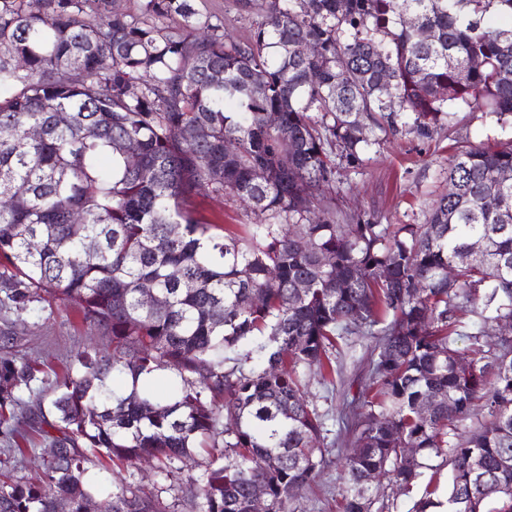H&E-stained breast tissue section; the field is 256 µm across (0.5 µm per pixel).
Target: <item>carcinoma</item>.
Wrapping results in <instances>:
<instances>
[{
    "mask_svg": "<svg viewBox=\"0 0 512 512\" xmlns=\"http://www.w3.org/2000/svg\"><path fill=\"white\" fill-rule=\"evenodd\" d=\"M236 7L258 17L239 37L193 0H0V292L18 310L72 305L112 337L27 417L58 451L41 481L0 480V512H249L257 482L270 512H291L326 462L306 372L333 378L353 334L377 355L340 512H370L386 474L408 493L444 466L446 496L428 483L413 512H512V337L484 340L512 320V183L498 180L512 141L455 142L423 224L339 222L324 194L383 136L433 140L451 106L512 116V0ZM202 191L265 222H205ZM150 289L162 305L143 304ZM15 344L0 332L8 439L38 373ZM159 370L178 379L169 398L139 385ZM200 445L209 460L181 501L89 477L94 458L169 476Z\"/></svg>",
    "mask_w": 512,
    "mask_h": 512,
    "instance_id": "obj_1",
    "label": "carcinoma"
}]
</instances>
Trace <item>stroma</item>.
Returning <instances> with one entry per match:
<instances>
[{"label":"stroma","instance_id":"35a3bbf8","mask_svg":"<svg viewBox=\"0 0 512 512\" xmlns=\"http://www.w3.org/2000/svg\"><path fill=\"white\" fill-rule=\"evenodd\" d=\"M448 123V132L436 135L432 141L422 142L410 135L390 138L372 146L358 167L338 171L332 190L337 210L373 224L424 223L434 200L447 189L443 172L454 141L467 140L476 145L512 141L511 118L499 121L461 108L449 115ZM196 207L205 221L229 229L257 221L256 215L245 213L225 197H197ZM6 327L17 332V356L53 368L51 374L39 376L29 390L22 392L23 407L31 409L49 407L57 375L64 373L66 365L72 364L78 354L90 348H112L111 337L83 323L74 308L55 302H40L33 311L0 306V329ZM374 346L375 340L370 336H348L338 341L334 353L338 369L335 386L322 384L316 374L307 376L309 398L326 413V426L336 445L321 476L296 497L295 512H339L345 484L344 456L352 438L338 418L345 393H358L367 383ZM205 460L201 454L181 463L179 470L166 479L148 464L115 465L111 471L115 477L163 489L164 499L170 501L199 476Z\"/></svg>","mask_w":512,"mask_h":512}]
</instances>
